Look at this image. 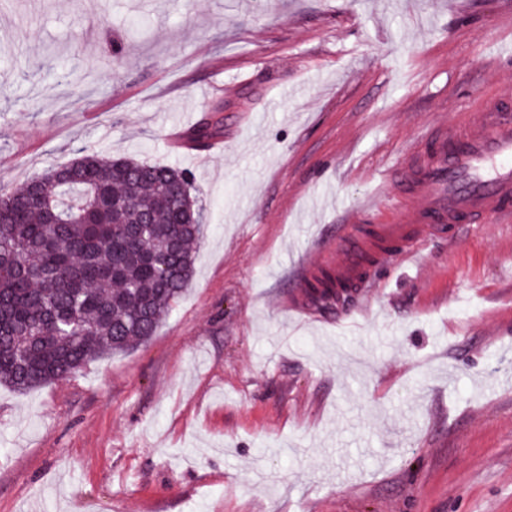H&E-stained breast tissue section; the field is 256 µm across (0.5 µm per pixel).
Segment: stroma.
I'll use <instances>...</instances> for the list:
<instances>
[{
  "label": "stroma",
  "mask_w": 512,
  "mask_h": 512,
  "mask_svg": "<svg viewBox=\"0 0 512 512\" xmlns=\"http://www.w3.org/2000/svg\"><path fill=\"white\" fill-rule=\"evenodd\" d=\"M480 85L512 106V0H7L0 188L131 155L193 174L206 232L142 346L0 385V512H512V223L288 285Z\"/></svg>",
  "instance_id": "1"
}]
</instances>
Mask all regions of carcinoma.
Returning a JSON list of instances; mask_svg holds the SVG:
<instances>
[{"mask_svg": "<svg viewBox=\"0 0 512 512\" xmlns=\"http://www.w3.org/2000/svg\"><path fill=\"white\" fill-rule=\"evenodd\" d=\"M215 128L187 133L201 146ZM192 174L83 151L0 190V384L28 391L153 336L204 236Z\"/></svg>", "mask_w": 512, "mask_h": 512, "instance_id": "1", "label": "carcinoma"}]
</instances>
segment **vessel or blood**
Masks as SVG:
<instances>
[{
    "label": "vessel or blood",
    "instance_id": "b4317fda",
    "mask_svg": "<svg viewBox=\"0 0 512 512\" xmlns=\"http://www.w3.org/2000/svg\"><path fill=\"white\" fill-rule=\"evenodd\" d=\"M403 165L381 171L376 199L394 211L383 224L345 221L335 243L309 253L295 287L329 274L364 287L373 269L394 259L419 261L427 238L512 222V108L477 89L452 127L411 140Z\"/></svg>",
    "mask_w": 512,
    "mask_h": 512
}]
</instances>
